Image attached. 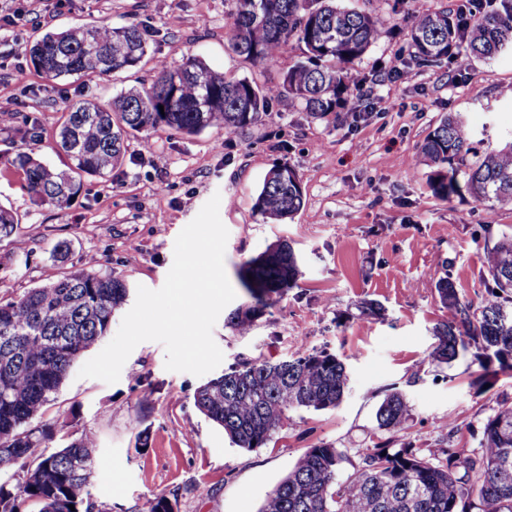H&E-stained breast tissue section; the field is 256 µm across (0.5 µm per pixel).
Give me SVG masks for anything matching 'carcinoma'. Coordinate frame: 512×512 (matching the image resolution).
Segmentation results:
<instances>
[{
    "mask_svg": "<svg viewBox=\"0 0 512 512\" xmlns=\"http://www.w3.org/2000/svg\"><path fill=\"white\" fill-rule=\"evenodd\" d=\"M230 49L255 63L270 64L294 41L301 59L274 88L246 77L234 79L188 55L174 67L157 64L149 86L122 90L112 101L78 99L64 109L55 135L57 153L67 157L58 171L19 151L4 160L22 174L21 187L32 204L67 206L86 177L104 178L123 162L128 139L165 129L195 135L214 126L230 132L258 125L272 101L286 98L315 119L338 118L352 89L351 74L377 42L381 17L340 0H228ZM407 30L411 60L419 64L492 60L512 53V0H468L464 9L446 6L414 13L395 0ZM149 42L139 23L78 25L48 31L30 47V63L46 80L92 79L131 70L147 61ZM164 109H159V106ZM473 151L463 121L445 116L426 136L420 155L427 184L439 199L470 195L477 202L512 203V142ZM303 207L296 170L280 163L266 175L255 203L263 221L283 224ZM19 224L0 206V237ZM493 299L479 308L459 298L448 274L436 292L451 319L436 328L433 361L447 364L475 344L488 362L512 370V232L486 246ZM301 276L295 249L286 240L270 246L239 271L248 300L231 317L249 330L256 318L297 286ZM126 281L112 274L64 272L54 282L0 302V474L16 465L26 471L12 490L0 481V512H21L26 502L37 512H97L88 490L95 445L85 435L47 453L51 432L28 428L55 394L78 358L104 340L127 300ZM344 363L315 351L297 359L251 360L201 385L197 409L224 429L239 448L265 445L286 412L338 407L347 388ZM410 408L393 392L376 411L377 429L395 435ZM345 453L331 444L305 451L289 474L266 497L259 512H512V405L502 406L484 424L480 452L426 455L420 448H376L343 480ZM74 509H69V505Z\"/></svg>",
    "mask_w": 512,
    "mask_h": 512,
    "instance_id": "carcinoma-1",
    "label": "carcinoma"
}]
</instances>
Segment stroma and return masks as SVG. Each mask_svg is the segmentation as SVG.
Returning <instances> with one entry per match:
<instances>
[{
	"label": "stroma",
	"instance_id": "1",
	"mask_svg": "<svg viewBox=\"0 0 512 512\" xmlns=\"http://www.w3.org/2000/svg\"><path fill=\"white\" fill-rule=\"evenodd\" d=\"M345 3L378 13L385 25L357 66L364 86L352 90L337 120L314 119L283 99L260 124L233 132L141 133L129 139L111 177L86 179L63 209L32 205L20 174L0 163V205L19 217L14 233L0 238V300L88 267L124 277L133 290L160 289L177 236L217 194L235 304L247 299L240 267L270 244L291 242L302 270L297 286L248 333L222 310L213 328L220 371L323 350L342 360L349 376L337 408L288 412L266 445L245 450L196 408L193 394L203 377L166 370L161 343H140L111 385L70 372L30 425L51 428L57 447L93 435L89 492L100 512H148L159 494L175 512H259L315 444L347 450L346 474L377 447L469 454L480 447L486 419L512 405V375L499 372L478 383L477 349L447 365L430 359L433 329L449 317L437 277L448 274L462 300L483 305L490 297L484 247L512 229V204L437 199L418 152L449 113L463 116L477 149L512 136V55L467 70L451 62L418 65L390 24L393 0ZM229 9L228 0H0V160L26 150L16 131L35 118L38 156L65 168L53 143L68 101H108L150 84L147 66L114 80L51 82L37 73L28 60L33 42L78 23H141L154 33L155 62L174 66L197 55L227 75L277 85L299 58L298 45L289 43L269 65L234 54L227 46ZM395 59L400 71L393 75ZM159 153L167 160L162 169L153 164ZM282 162L298 172L304 206L291 221L267 224L254 203L265 175ZM62 241L68 252L60 260L55 247ZM368 302L380 305L379 315L360 313ZM394 389L408 399L411 416L392 436L377 430L375 413Z\"/></svg>",
	"mask_w": 512,
	"mask_h": 512
}]
</instances>
